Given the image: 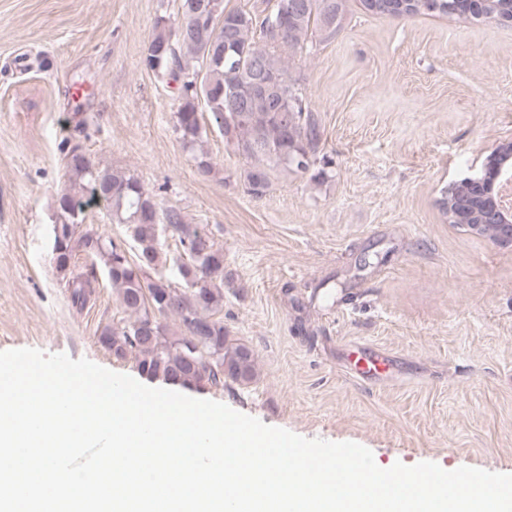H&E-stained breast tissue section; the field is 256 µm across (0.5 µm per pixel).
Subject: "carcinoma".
I'll list each match as a JSON object with an SVG mask.
<instances>
[{
  "instance_id": "1",
  "label": "carcinoma",
  "mask_w": 512,
  "mask_h": 512,
  "mask_svg": "<svg viewBox=\"0 0 512 512\" xmlns=\"http://www.w3.org/2000/svg\"><path fill=\"white\" fill-rule=\"evenodd\" d=\"M288 0H260L248 9H220L217 24L179 10L176 24L158 17L142 65L180 83L174 132L194 151L207 134L204 107L213 125L250 163L247 191L261 196L273 172L306 173L315 166L321 124L293 74L292 62L344 31L349 0H304L276 18ZM403 18L431 12L429 0H404ZM69 185L57 197L53 262L73 304L84 308L93 294L92 274L74 262L77 253L98 261L127 319L98 329V343L142 375L183 388L222 391L256 377L255 354L229 339L224 327V249L187 224L179 211H158L154 196L132 175L102 169L79 147L65 155ZM105 201L112 218L126 226L133 254L85 224L86 209ZM178 239L181 264L166 273L162 233ZM179 331L173 332L169 322Z\"/></svg>"
}]
</instances>
